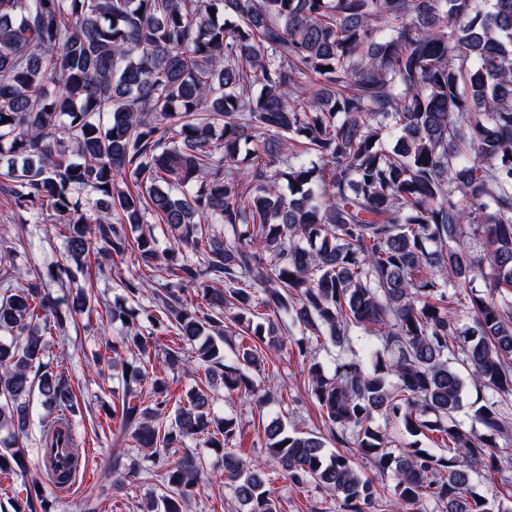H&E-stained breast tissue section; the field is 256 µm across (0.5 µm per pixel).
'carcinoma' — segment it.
<instances>
[{
  "label": "carcinoma",
  "instance_id": "obj_1",
  "mask_svg": "<svg viewBox=\"0 0 512 512\" xmlns=\"http://www.w3.org/2000/svg\"><path fill=\"white\" fill-rule=\"evenodd\" d=\"M0 183L35 221L66 217L64 251L45 270L0 252L1 474L29 472L35 397L42 469H59L48 449L61 420L66 467L79 455L78 397L46 357L93 299L82 289L63 309L44 281L128 255L136 271L117 275L127 296L149 276L168 288L146 335L132 310L105 307L124 329L112 353L128 357L122 394L102 411L143 457L113 448L103 466L133 478L151 463L163 492L146 512H184L203 489L191 442L222 458L247 512H278L259 469L229 448L241 428L213 414L212 390L263 407L275 384L253 373L290 322L325 425L391 473L394 512H427L428 499L489 512L469 486L498 468L497 438L512 431L499 401L512 393V0L484 11L477 0H0ZM80 188L97 194L87 210L71 199ZM149 214L171 237L163 251ZM475 274L484 295L464 289ZM192 285L205 308L175 293ZM229 303L255 339L227 354ZM360 329L379 341L364 346L372 369L352 359L327 375L310 340L342 349ZM157 349L163 375L149 371ZM457 364L492 393L475 412L480 434L454 417ZM193 366L204 380L173 397L169 376ZM376 413L439 434L448 454L387 450ZM263 432L293 484L313 482L349 512L375 508L372 480L323 437L290 433L278 415ZM23 485L12 512H50L41 482Z\"/></svg>",
  "mask_w": 512,
  "mask_h": 512
}]
</instances>
